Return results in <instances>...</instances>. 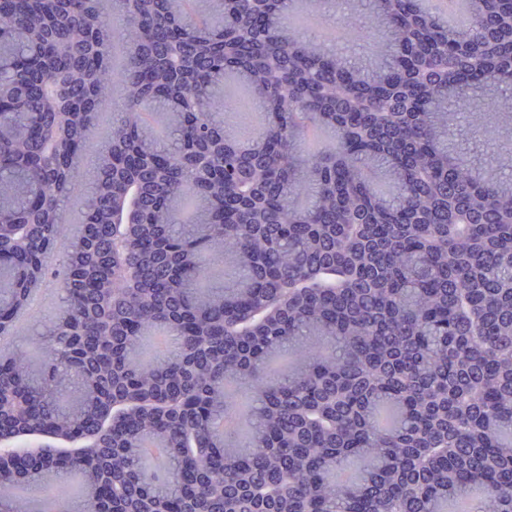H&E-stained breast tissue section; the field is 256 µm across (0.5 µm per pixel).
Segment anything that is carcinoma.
Segmentation results:
<instances>
[{"label":"carcinoma","instance_id":"1","mask_svg":"<svg viewBox=\"0 0 512 512\" xmlns=\"http://www.w3.org/2000/svg\"><path fill=\"white\" fill-rule=\"evenodd\" d=\"M470 2L368 0L357 52L291 21L339 0L0 4V337L92 189L0 438L150 401L86 458L0 448V512H71L23 494L62 474L78 512H512V0ZM468 0H426L423 6L435 13H439L448 21L463 25L469 16Z\"/></svg>","mask_w":512,"mask_h":512}]
</instances>
